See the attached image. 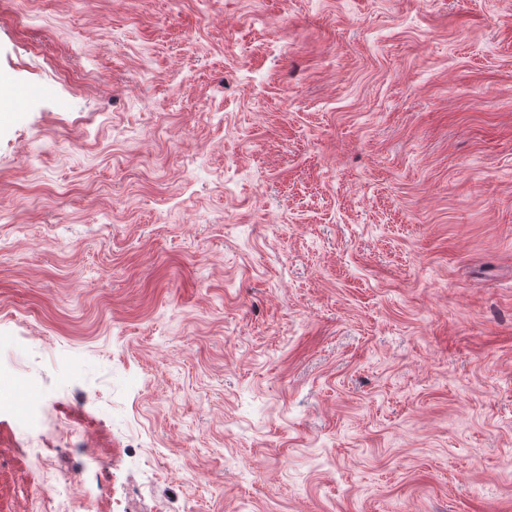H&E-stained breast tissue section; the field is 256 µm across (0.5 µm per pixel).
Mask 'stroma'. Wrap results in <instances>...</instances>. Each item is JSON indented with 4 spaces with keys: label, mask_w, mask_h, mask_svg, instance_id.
Masks as SVG:
<instances>
[{
    "label": "stroma",
    "mask_w": 512,
    "mask_h": 512,
    "mask_svg": "<svg viewBox=\"0 0 512 512\" xmlns=\"http://www.w3.org/2000/svg\"><path fill=\"white\" fill-rule=\"evenodd\" d=\"M0 79V393L77 428L0 512H512V0H0ZM43 497L56 502L63 512H97L96 499L91 494L75 499L67 483L47 487Z\"/></svg>",
    "instance_id": "obj_1"
}]
</instances>
